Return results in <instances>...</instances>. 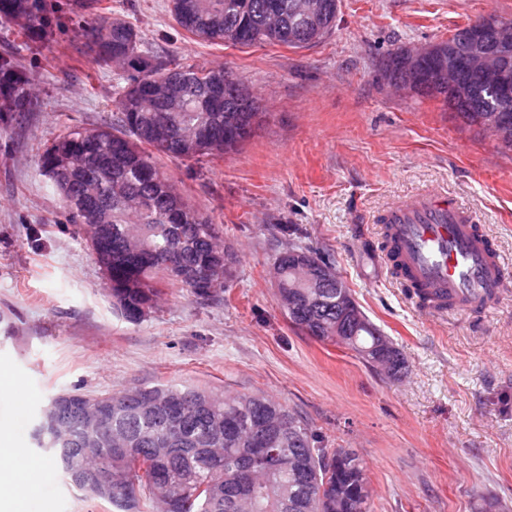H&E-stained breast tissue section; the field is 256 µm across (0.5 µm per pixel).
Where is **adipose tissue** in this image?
Returning a JSON list of instances; mask_svg holds the SVG:
<instances>
[{"label":"adipose tissue","mask_w":512,"mask_h":512,"mask_svg":"<svg viewBox=\"0 0 512 512\" xmlns=\"http://www.w3.org/2000/svg\"><path fill=\"white\" fill-rule=\"evenodd\" d=\"M50 461L22 453L9 422L0 420V512H38L39 488Z\"/></svg>","instance_id":"obj_1"}]
</instances>
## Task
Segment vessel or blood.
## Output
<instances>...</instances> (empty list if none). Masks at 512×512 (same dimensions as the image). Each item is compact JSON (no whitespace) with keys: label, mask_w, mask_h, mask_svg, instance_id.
Wrapping results in <instances>:
<instances>
[{"label":"vessel or blood","mask_w":512,"mask_h":512,"mask_svg":"<svg viewBox=\"0 0 512 512\" xmlns=\"http://www.w3.org/2000/svg\"><path fill=\"white\" fill-rule=\"evenodd\" d=\"M383 233L396 245L401 282L420 289L422 312L485 315L512 291V267L472 215L448 199L422 191L390 206Z\"/></svg>","instance_id":"obj_1"}]
</instances>
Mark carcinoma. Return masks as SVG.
Instances as JSON below:
<instances>
[{
	"instance_id": "cac0c4a2",
	"label": "carcinoma",
	"mask_w": 512,
	"mask_h": 512,
	"mask_svg": "<svg viewBox=\"0 0 512 512\" xmlns=\"http://www.w3.org/2000/svg\"><path fill=\"white\" fill-rule=\"evenodd\" d=\"M299 0H169L171 17L184 16L185 34L214 44L253 46L275 44L303 48L318 43L336 26L339 0H317L319 10L303 17ZM83 24L77 36L94 52L93 62L110 66L113 58L127 60L128 83L116 101L117 125L68 127L45 145L40 168L60 196L62 208L73 224L85 223L88 205L96 208L95 222L110 226L112 305L130 321L143 317L142 309L156 306L160 286L171 285L198 299L219 296L233 278L230 255L210 218L190 206L157 156L180 160L202 156L222 157L238 148L262 121L256 96L240 79L224 82L225 70L206 69L150 54L141 36L120 16L103 13L100 0H80ZM0 22L27 27L32 43L52 33L53 20L44 0H0ZM105 44L108 55L97 53ZM471 43L465 30L433 44L420 69L410 73L401 63L400 50L387 55L381 70L410 82L426 97L441 96L449 108L468 122L485 127L484 115L502 105L500 93L465 76L466 89H448V61L463 56ZM32 80L12 56H0V133L8 132L15 116L32 108ZM324 261L317 252L297 247L281 252L275 261L278 294L292 324L322 341L336 342L360 356L394 359L396 372L406 370L400 350L366 315L356 319L338 299L351 294L336 278H321L306 296L294 284L299 259ZM190 275L186 279L180 271ZM200 404L189 428L192 436L208 435L204 448H168L166 430L184 406ZM256 418L297 422L296 433L273 440L272 447L289 459L310 462L306 478L293 468L256 466L254 497H231L250 465V425ZM105 429L112 444L78 428L60 425L44 435V443L31 451L60 462L56 447L68 438L91 454L112 448L114 512H290L288 496L310 502V512H346L336 498L348 500L370 486L366 466L359 456L345 465L318 447L319 436L297 419L286 405L260 393L213 391L164 384L132 387L112 393V414Z\"/></svg>"
}]
</instances>
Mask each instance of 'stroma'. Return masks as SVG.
<instances>
[{
    "mask_svg": "<svg viewBox=\"0 0 512 512\" xmlns=\"http://www.w3.org/2000/svg\"><path fill=\"white\" fill-rule=\"evenodd\" d=\"M136 27L143 48L249 84L266 117L221 158H160L195 208L218 224L234 277L202 301L164 287L127 321L112 306L79 227L38 166L65 128L110 123L122 73L93 63L72 0H46L52 36L26 44L0 26V54L20 58L36 92L0 136V368L17 389L0 402L20 447L56 393L95 397L173 383L261 392L296 411L322 447L353 449L373 490L371 512H512V294L485 318L421 312L381 256L379 216L436 190L473 210L512 263V148L449 110L443 98L393 93L378 61L448 39L512 0H340L319 43L240 47L184 35L167 0H102ZM311 247L332 262L367 317L403 353L384 376L351 349L294 327L271 277L275 257ZM41 512H112L54 474Z\"/></svg>",
    "mask_w": 512,
    "mask_h": 512,
    "instance_id": "1",
    "label": "stroma"
}]
</instances>
